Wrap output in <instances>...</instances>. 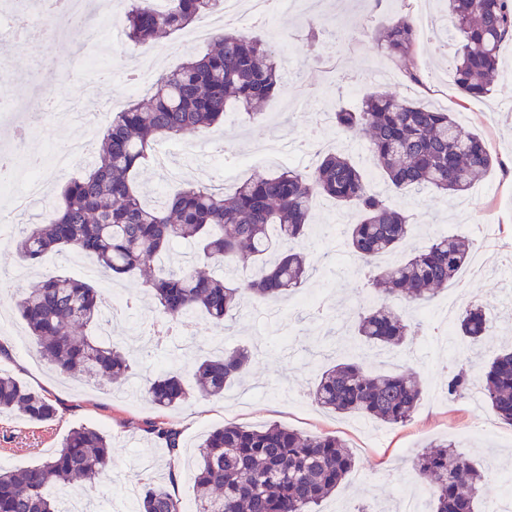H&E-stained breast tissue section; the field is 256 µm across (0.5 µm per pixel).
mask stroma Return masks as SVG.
I'll list each match as a JSON object with an SVG mask.
<instances>
[{"label": "stroma", "mask_w": 512, "mask_h": 512, "mask_svg": "<svg viewBox=\"0 0 512 512\" xmlns=\"http://www.w3.org/2000/svg\"><path fill=\"white\" fill-rule=\"evenodd\" d=\"M447 0H336L332 10L314 19L288 13L271 23L241 28L236 19H226L225 29H243L245 35L277 42L294 56V73L283 76V93L272 96L258 121L230 113L224 124L207 139L196 136L167 143L168 169L147 162L138 175L145 200H152L157 187L174 194L189 183L222 181L226 172L243 180L255 174L280 171L276 158L243 165L240 154L251 144L287 136L290 144L303 142L316 113L322 108L355 110L363 96L385 91L453 113L468 131L482 134L488 149L502 163L473 184L464 195L443 198L431 195L416 199L411 195L392 196V204L411 217L410 244L420 248L436 235H463L476 241L474 251L481 264L479 275L462 270L458 280L441 291L437 299L456 296L459 307L481 299L487 319V336L479 350H467L463 365L481 372L489 366L503 344H512V309L504 308L498 297L497 282L503 281L512 267V178L503 179L502 164H512V40L500 50L501 74L491 94L467 97L453 83V73L443 59L439 44L453 40L444 15ZM422 11L429 19V30L420 38L416 64L429 77L430 86L409 81L405 62L383 54L372 39L376 29L404 12ZM319 25L325 47L316 53L309 49L303 34L310 24ZM57 45L50 48L11 47L8 60L16 75L25 77L34 89L44 82H55L56 100L67 104L83 98L84 77L74 60V46L81 35L58 31ZM113 90L124 89L122 76L134 69L149 53L159 52L157 67L167 72L188 59L203 55V44H188L186 32L169 35L155 49L136 48L120 42L109 44ZM322 150L350 154L365 175L368 189L382 193L384 176L368 159L364 140L348 141L333 124L320 127ZM359 214L352 208H338L323 198L312 205L307 256L315 272L296 292L281 298V324L257 317L259 301L242 295L235 334L221 336L204 318H197L190 336L171 335L159 345L150 343L149 330L157 312L153 297L140 280L125 281L134 299L129 325L124 334L137 347V367L124 385L94 378L87 380L58 377L49 364L39 358L26 333L24 323L14 311L18 289L35 282L39 269L74 279L80 278L82 257H70L58 265L46 260L43 267H29L17 280L13 271L22 263L13 231H0V318L11 329L4 338L14 349L12 357L0 359L6 371L39 392H49L60 401L57 420L31 421L20 413L0 414V460L6 467L19 468L51 456L69 430L92 425L107 434L112 443V468L108 479L97 485L91 501L97 512L121 501L136 474L148 472L159 481L168 479L169 457L164 445L144 431L146 422L163 421L180 431V460L175 493L182 501L194 498L196 446L212 428L234 422L259 429L272 422L281 423L305 435L332 433L342 439L356 456L351 474L327 498L322 512H367L397 504L400 497L414 494L416 482L409 474L412 456L423 446L451 438L457 440L475 462L488 469L491 479L486 497L498 496L512 488V426L502 423L492 410L476 416L467 399H449L448 342L438 339L435 324L424 319L418 335L409 337L397 348L400 369H411L421 377L425 391L410 421L402 425L380 424L355 415L340 416L317 407L311 392L322 369L335 361L356 356L372 371L380 365L365 358L363 348L343 339L340 313L349 311L357 300L371 301L373 294L359 263L344 245L349 225ZM247 345L255 353L251 376L235 384L220 397H192L172 411H162L141 393L142 377L166 372L170 361H177L184 377L194 372V345L211 348Z\"/></svg>", "instance_id": "1"}]
</instances>
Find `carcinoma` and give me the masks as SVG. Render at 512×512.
<instances>
[{"label": "carcinoma", "mask_w": 512, "mask_h": 512, "mask_svg": "<svg viewBox=\"0 0 512 512\" xmlns=\"http://www.w3.org/2000/svg\"><path fill=\"white\" fill-rule=\"evenodd\" d=\"M217 0H131L123 23L135 45L182 30ZM455 32L454 81L465 94H490L499 77L502 43L512 36V0H448ZM384 52L412 65L418 42L414 21L399 15L373 34ZM200 58L162 74L144 105L116 113L96 147L93 168L62 190V206L38 223L21 225L18 252L31 265L49 253L91 255L114 278L140 277L157 302L158 322L174 324L197 310L217 331L230 329L248 292L276 301L299 288L310 264L298 250L307 237L312 201L327 197L360 213L348 230V246L362 265L395 252L411 233L409 216L389 197L369 192L361 169L347 154L321 155L302 174L284 169L222 186H188L154 206L141 198L136 178L160 140L210 130L232 107L254 120L280 88L273 45L246 35L219 33ZM337 130L364 137L370 159L389 189L398 194L427 191L445 197L467 191L495 164L481 136L462 131L450 113L374 91L352 112H334ZM198 246L196 262L169 261L175 244ZM474 242L462 236H435L402 261L372 270L378 296L360 307L347 337L367 346H400L412 335L405 308L430 301L455 281L468 263ZM255 265L256 276L241 283L207 273L203 267ZM15 310L26 324L36 352L64 376L101 375L122 383L132 375L133 351L100 335L108 309L90 283L45 275L18 292ZM460 335L477 345L486 333L482 307L459 319ZM252 352L223 349L201 357L194 392L181 374L169 370L145 380L142 394L159 409H171L196 394L218 396L248 372ZM487 405L512 424V351L499 353L480 378ZM471 383L454 366L448 398L462 397ZM422 394L412 373L368 371L355 359L325 368L312 392L320 408L357 414L386 424H404ZM17 411L31 421L55 418L59 404L0 371V413ZM145 432L165 444L175 460L179 431L164 422ZM195 476L197 512H318L355 465L347 445L333 434L303 435L281 424L251 429L226 423L198 445ZM112 465L110 439L86 425L72 428L52 456L11 471H0V512H64L54 488L86 493ZM411 473L428 486L431 512H479L487 474L454 440L417 454ZM140 512H183V502L146 473Z\"/></svg>", "instance_id": "carcinoma-1"}]
</instances>
